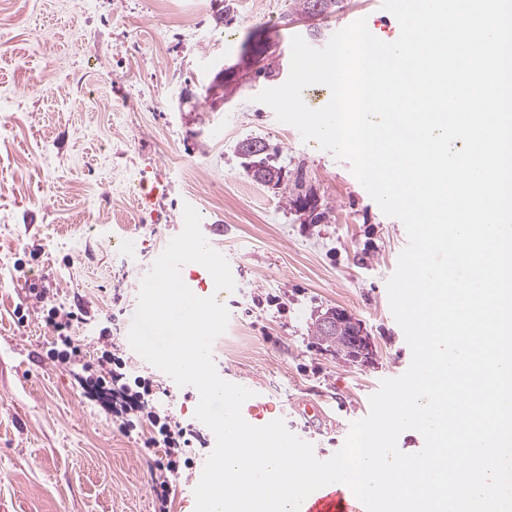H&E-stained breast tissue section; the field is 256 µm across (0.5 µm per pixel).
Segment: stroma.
Instances as JSON below:
<instances>
[{
  "instance_id": "35a3bbf8",
  "label": "stroma",
  "mask_w": 512,
  "mask_h": 512,
  "mask_svg": "<svg viewBox=\"0 0 512 512\" xmlns=\"http://www.w3.org/2000/svg\"><path fill=\"white\" fill-rule=\"evenodd\" d=\"M232 2L219 24L214 0H0V512H154V464L139 438L120 432L81 367L48 356L52 306L86 309L73 330L86 361L110 331L131 375L158 385V409L202 434L171 507L195 512L216 443L195 417L199 392L127 345L141 280L182 231L184 206L236 271L212 345L217 372L260 387L313 448L340 450L381 381L411 363L387 293L407 244L402 222L349 161L257 100L287 80L290 34L320 49L355 15L378 37L397 38L399 24L375 0H342L315 18L292 0ZM253 36L270 42L278 75L213 105L214 65L236 64ZM256 137L284 173L277 187L242 165L238 145ZM45 283L42 308L29 288ZM330 308L361 323L371 360H347L314 335ZM301 399L325 404L328 419L306 426Z\"/></svg>"
}]
</instances>
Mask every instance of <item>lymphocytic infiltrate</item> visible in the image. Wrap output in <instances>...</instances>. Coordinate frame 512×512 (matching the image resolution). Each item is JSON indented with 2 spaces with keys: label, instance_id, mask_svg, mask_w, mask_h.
<instances>
[{
  "label": "lymphocytic infiltrate",
  "instance_id": "1",
  "mask_svg": "<svg viewBox=\"0 0 512 512\" xmlns=\"http://www.w3.org/2000/svg\"><path fill=\"white\" fill-rule=\"evenodd\" d=\"M79 316L75 311L51 308L47 324L51 327L55 346L51 351L54 360L80 364L83 351L76 345L72 328ZM103 374L87 377L86 383L96 392L111 394L112 416L118 421L125 435H137L146 455L155 462L156 475L152 484L157 512H170L175 494L174 481L186 448L190 447L191 433L170 415L153 411L154 386L150 379H128L127 362L120 348L103 350L99 359Z\"/></svg>",
  "mask_w": 512,
  "mask_h": 512
}]
</instances>
